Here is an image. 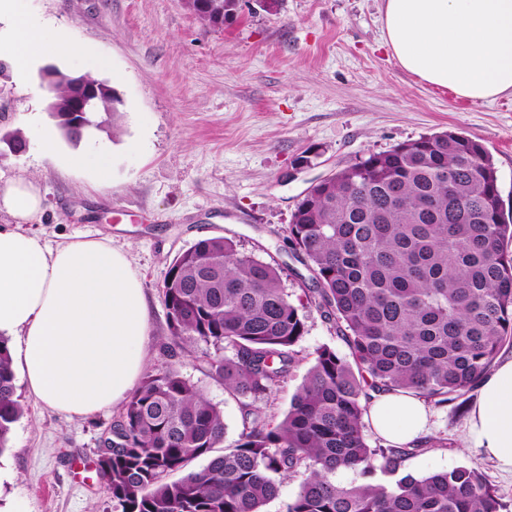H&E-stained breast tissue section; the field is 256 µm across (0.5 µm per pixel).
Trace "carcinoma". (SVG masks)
<instances>
[{
  "mask_svg": "<svg viewBox=\"0 0 512 512\" xmlns=\"http://www.w3.org/2000/svg\"><path fill=\"white\" fill-rule=\"evenodd\" d=\"M203 22L222 25L236 0H212ZM122 105L92 112L107 132ZM293 249L317 285L318 308L350 356L322 346L276 420L257 401L296 367L305 333L280 270L228 237L199 239L172 261L162 285L172 355L195 357L243 406V429L224 442L223 410L180 370L147 372L98 459L116 512H264L277 479L307 471L285 512H508L484 474L460 465L416 477L407 460L424 444L371 446L364 416L374 393L403 390L438 405L479 386L512 345V218L498 171L477 140L422 136L334 173L299 201ZM210 347L195 355L194 346ZM233 351L224 356V349ZM8 340L0 337V453L23 415ZM199 471L169 481L193 460ZM338 469L368 480L349 486ZM381 473L389 482H375Z\"/></svg>",
  "mask_w": 512,
  "mask_h": 512,
  "instance_id": "carcinoma-1",
  "label": "carcinoma"
}]
</instances>
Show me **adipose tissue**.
Returning <instances> with one entry per match:
<instances>
[{"label": "adipose tissue", "mask_w": 512, "mask_h": 512, "mask_svg": "<svg viewBox=\"0 0 512 512\" xmlns=\"http://www.w3.org/2000/svg\"><path fill=\"white\" fill-rule=\"evenodd\" d=\"M384 41L399 65L424 82L486 102L512 93V0H383ZM24 77L45 54L81 47L34 27L18 0H0V48ZM0 336L28 393L70 417L126 400L146 362L150 309L127 253L105 238L55 245L26 230L42 210L38 185L19 178L0 191ZM429 408L404 392L377 395L367 418L395 445L425 439ZM467 447L512 472V358L481 381L467 414Z\"/></svg>", "instance_id": "adipose-tissue-1"}]
</instances>
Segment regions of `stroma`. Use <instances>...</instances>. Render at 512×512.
I'll list each match as a JSON object with an SVG mask.
<instances>
[{
    "label": "stroma",
    "instance_id": "obj_1",
    "mask_svg": "<svg viewBox=\"0 0 512 512\" xmlns=\"http://www.w3.org/2000/svg\"><path fill=\"white\" fill-rule=\"evenodd\" d=\"M27 17L69 33L87 50L46 55L27 77L0 72V130L20 131L24 153L0 157V189L35 180L43 207L31 228L49 244L106 238L127 251L150 304L146 370H166L169 341L161 285L173 259L195 241L235 239L278 266L306 332L292 374L262 405L281 418L317 348H349L311 303L312 274L288 240L300 199L319 179L372 153L445 131L480 141L512 210V94L473 103L403 70L383 42L382 0H236L223 26L200 21L183 0H23ZM106 81L122 99L113 131L78 142L55 127L43 67ZM112 154V181L98 185L73 157L98 146ZM311 163L292 166L300 156ZM182 373L224 410L225 447L242 429L240 403L185 358ZM25 408L0 453V506L15 512H113L96 470L98 448L120 413L70 418L17 386ZM465 413L432 409L433 444L406 463L420 477L467 463L512 506V474L466 447Z\"/></svg>",
    "mask_w": 512,
    "mask_h": 512
}]
</instances>
